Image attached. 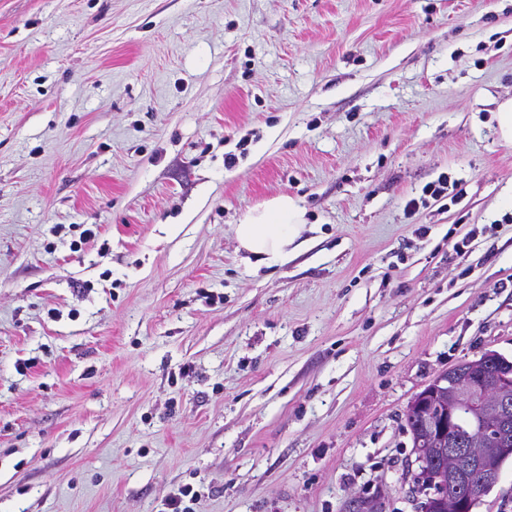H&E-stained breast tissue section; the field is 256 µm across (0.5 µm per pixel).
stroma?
<instances>
[{
  "label": "stroma",
  "instance_id": "stroma-1",
  "mask_svg": "<svg viewBox=\"0 0 512 512\" xmlns=\"http://www.w3.org/2000/svg\"><path fill=\"white\" fill-rule=\"evenodd\" d=\"M511 97L512 0H0V512H420L410 401L512 360ZM494 113L500 138L512 142V98L501 101ZM461 180H450L447 175H441L439 178L427 184L422 189V194L419 197H413L407 200L405 204V211L411 215L420 210L421 207L425 208L430 203V199L439 201L442 199H450L451 203L458 200L463 194ZM306 210L298 199L279 195L246 212L235 224L238 248L260 264L273 266L288 257V247L306 224Z\"/></svg>",
  "mask_w": 512,
  "mask_h": 512
}]
</instances>
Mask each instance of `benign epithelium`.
Instances as JSON below:
<instances>
[{
  "label": "benign epithelium",
  "instance_id": "benign-epithelium-1",
  "mask_svg": "<svg viewBox=\"0 0 512 512\" xmlns=\"http://www.w3.org/2000/svg\"><path fill=\"white\" fill-rule=\"evenodd\" d=\"M448 399V447L415 449L421 478L446 494H434L423 512H472L475 499L499 479L502 458L512 456V367L494 352L448 370L411 400L407 414L425 415L432 400ZM444 459L427 467L434 455Z\"/></svg>",
  "mask_w": 512,
  "mask_h": 512
}]
</instances>
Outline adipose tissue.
<instances>
[{
    "mask_svg": "<svg viewBox=\"0 0 512 512\" xmlns=\"http://www.w3.org/2000/svg\"><path fill=\"white\" fill-rule=\"evenodd\" d=\"M306 223L298 199L282 194L246 212L234 228L240 250L267 266L283 262Z\"/></svg>",
    "mask_w": 512,
    "mask_h": 512,
    "instance_id": "ef3b65f1",
    "label": "adipose tissue"
}]
</instances>
